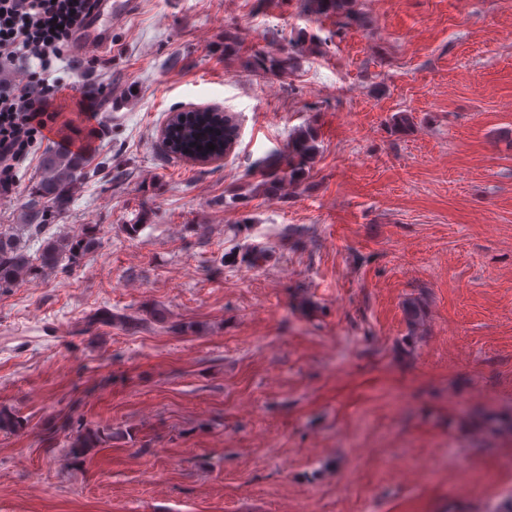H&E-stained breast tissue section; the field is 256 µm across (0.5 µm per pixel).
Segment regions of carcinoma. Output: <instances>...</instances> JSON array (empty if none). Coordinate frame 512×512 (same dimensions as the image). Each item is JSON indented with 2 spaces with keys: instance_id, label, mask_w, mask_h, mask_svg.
Segmentation results:
<instances>
[{
  "instance_id": "cac0c4a2",
  "label": "carcinoma",
  "mask_w": 512,
  "mask_h": 512,
  "mask_svg": "<svg viewBox=\"0 0 512 512\" xmlns=\"http://www.w3.org/2000/svg\"><path fill=\"white\" fill-rule=\"evenodd\" d=\"M304 10L309 14L335 18L340 30L363 28L367 24V16L357 8V0H304ZM246 64L255 72L279 77L294 68L290 55L263 49L254 50ZM189 113L194 115V121H181ZM189 113L178 111L168 116L162 143L173 158L207 163L232 150L239 132L236 116L226 112L221 123L215 120V116L220 114L218 109L203 107ZM210 143L215 145V149H208ZM318 151L315 129L309 125L296 129L289 137L285 151L257 162L254 172L257 189L267 196H276L281 193L285 182L301 183ZM84 168L85 160L79 154L53 153L45 157L42 175L34 191L35 198L22 210L21 223L0 231V289L12 288L40 272L55 270L64 262L76 264L98 248L100 237L96 224L83 225L80 234L75 236L52 235L44 239L37 265L33 264L22 243L26 234L35 238L44 234L46 213L60 211L83 177ZM23 426L21 417L0 410L1 433H14ZM100 442L99 430L81 428L73 436L69 452L78 458L98 447Z\"/></svg>"
}]
</instances>
